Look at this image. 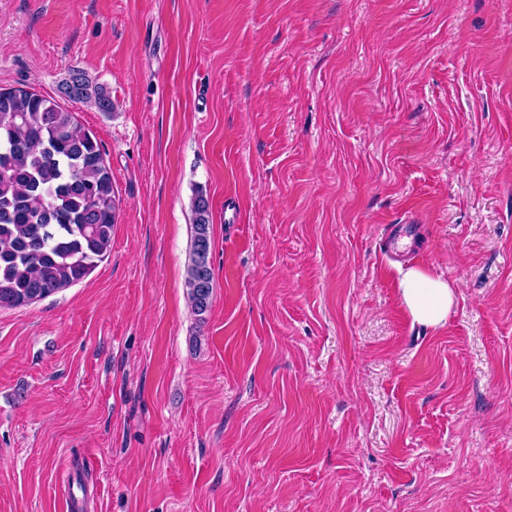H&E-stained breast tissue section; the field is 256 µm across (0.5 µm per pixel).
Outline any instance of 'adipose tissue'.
Instances as JSON below:
<instances>
[{
	"label": "adipose tissue",
	"instance_id": "adipose-tissue-1",
	"mask_svg": "<svg viewBox=\"0 0 512 512\" xmlns=\"http://www.w3.org/2000/svg\"><path fill=\"white\" fill-rule=\"evenodd\" d=\"M399 292L413 321L428 326L445 324L455 303V292L446 280L431 277L417 268L404 272Z\"/></svg>",
	"mask_w": 512,
	"mask_h": 512
}]
</instances>
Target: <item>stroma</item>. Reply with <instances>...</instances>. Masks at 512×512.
<instances>
[{"mask_svg": "<svg viewBox=\"0 0 512 512\" xmlns=\"http://www.w3.org/2000/svg\"><path fill=\"white\" fill-rule=\"evenodd\" d=\"M0 89L74 112L117 207L86 278L0 309V512L72 467L86 512H512V0H0ZM64 86V93L70 99L91 102L103 112L112 111V100L105 89L98 85L92 87L83 72L74 71ZM193 208L195 213L193 257L187 269L186 284L193 309L196 315L200 316L209 308L214 279L209 260L211 211L208 198L201 193L197 194ZM399 292L413 321L428 326L445 324L455 303V292L448 281L431 277L418 268L403 273Z\"/></svg>", "mask_w": 512, "mask_h": 512, "instance_id": "stroma-1", "label": "stroma"}]
</instances>
